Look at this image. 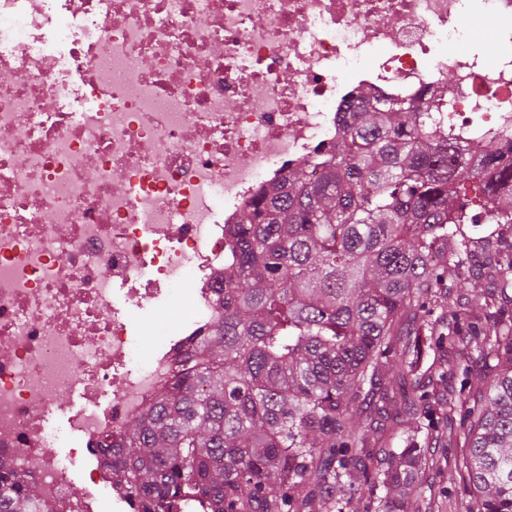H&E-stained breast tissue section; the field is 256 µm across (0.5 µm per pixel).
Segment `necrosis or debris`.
<instances>
[{
	"label": "necrosis or debris",
	"instance_id": "4bbe7bcc",
	"mask_svg": "<svg viewBox=\"0 0 512 512\" xmlns=\"http://www.w3.org/2000/svg\"><path fill=\"white\" fill-rule=\"evenodd\" d=\"M413 98L512 139V0H0V467L121 512L112 445L214 324L230 226L348 103Z\"/></svg>",
	"mask_w": 512,
	"mask_h": 512
}]
</instances>
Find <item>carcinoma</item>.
<instances>
[{"label": "carcinoma", "mask_w": 512, "mask_h": 512, "mask_svg": "<svg viewBox=\"0 0 512 512\" xmlns=\"http://www.w3.org/2000/svg\"><path fill=\"white\" fill-rule=\"evenodd\" d=\"M409 106L350 107L336 148L242 213L223 316L112 449L134 512H447V468L462 512H512V157L486 139L473 163ZM448 438L452 462L430 454ZM42 508L0 471V512ZM449 477L450 471H448V474L435 478L434 484H432L431 487L432 495L435 497H441V491L448 487V491L451 490L455 494L452 498H448L450 503L454 501H464L467 498V481L457 471L453 473V480L449 479Z\"/></svg>", "instance_id": "obj_1"}]
</instances>
